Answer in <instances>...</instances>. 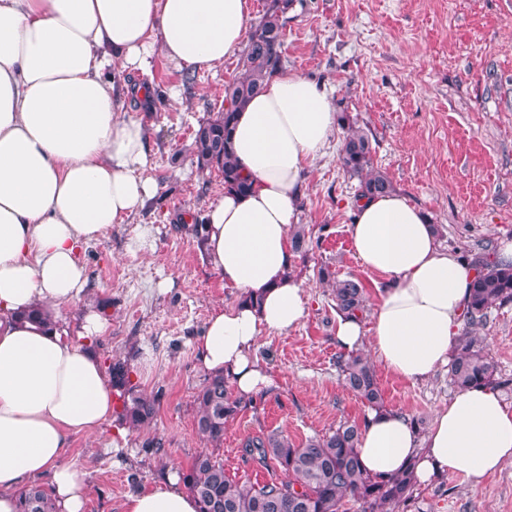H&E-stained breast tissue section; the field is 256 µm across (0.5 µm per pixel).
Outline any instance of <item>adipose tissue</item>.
I'll use <instances>...</instances> for the list:
<instances>
[{"instance_id": "1", "label": "adipose tissue", "mask_w": 512, "mask_h": 512, "mask_svg": "<svg viewBox=\"0 0 512 512\" xmlns=\"http://www.w3.org/2000/svg\"><path fill=\"white\" fill-rule=\"evenodd\" d=\"M251 13V0H0V512H17L18 487L46 472L58 512H84L82 474L63 462L68 438L112 415L110 378L90 348L108 332L100 313L86 309L74 341L20 321L37 308L57 316L60 304L81 299L82 249L156 192L145 176L149 130L119 116L126 95L148 102L151 89L107 82L103 72L146 69L155 47L177 66L211 69L241 48ZM335 129L326 86L291 70L237 114L233 149L251 188L211 207L205 252L244 300L213 311L196 354L238 394L274 387L258 339L305 316L290 229L303 174ZM349 233L363 266L386 284L371 330L338 316V346L369 343L392 374L429 378L449 362L474 268L440 245L428 216L400 193L361 199ZM357 451L376 476L410 467L421 484L457 472L477 482L512 464V410L481 385L458 391L423 433L405 413L373 412ZM198 509L173 475L129 495L123 512Z\"/></svg>"}]
</instances>
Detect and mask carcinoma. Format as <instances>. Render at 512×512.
Listing matches in <instances>:
<instances>
[{
    "mask_svg": "<svg viewBox=\"0 0 512 512\" xmlns=\"http://www.w3.org/2000/svg\"><path fill=\"white\" fill-rule=\"evenodd\" d=\"M291 0H273L250 34L237 62L238 75L224 84V110L201 123L194 133L192 153L201 169H218L227 191L245 192L251 182L234 156L232 130L236 113L265 82L283 67L286 17ZM341 162L359 179L354 201L394 191L392 182L371 165L368 136L347 125ZM311 237L306 225L296 224L291 250L309 252ZM477 275L472 283L464 326L451 352L448 378L457 389L475 385L502 386L485 352L479 330L489 323L491 309L512 302V263L503 264L494 255L492 241L482 244L474 258ZM319 278L331 287L336 312L361 315L365 311V288L352 277L339 278L328 269ZM336 365L345 387L374 411L386 410L385 400L372 362L357 350L336 355ZM112 386L122 390V407L130 428L150 424L154 400L130 384L129 367L116 360L109 365ZM198 432L213 443L224 440L226 424L253 404L233 394L230 382L220 374L210 375L195 396ZM362 425L345 421L301 444L273 431L246 443L251 458L265 469L276 467L284 478L263 483L229 478L224 460L212 452L197 454L184 480L200 504V512H341L344 501L357 502L360 512H394L413 497V469L387 478L368 473L361 465L357 447ZM19 512H58L52 493L39 484L19 492Z\"/></svg>",
    "mask_w": 512,
    "mask_h": 512,
    "instance_id": "obj_1",
    "label": "carcinoma"
}]
</instances>
